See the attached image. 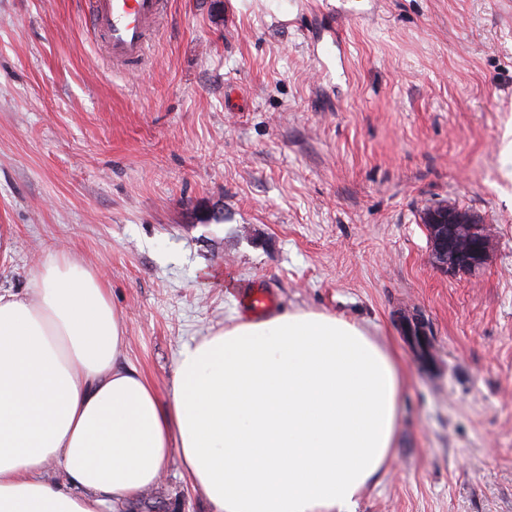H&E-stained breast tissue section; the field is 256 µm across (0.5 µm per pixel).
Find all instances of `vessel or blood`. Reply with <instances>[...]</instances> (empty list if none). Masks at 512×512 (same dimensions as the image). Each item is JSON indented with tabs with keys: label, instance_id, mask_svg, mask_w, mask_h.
I'll list each match as a JSON object with an SVG mask.
<instances>
[{
	"label": "vessel or blood",
	"instance_id": "b4317fda",
	"mask_svg": "<svg viewBox=\"0 0 512 512\" xmlns=\"http://www.w3.org/2000/svg\"><path fill=\"white\" fill-rule=\"evenodd\" d=\"M85 23L103 34L114 63L143 61L152 23L162 0H91Z\"/></svg>",
	"mask_w": 512,
	"mask_h": 512
}]
</instances>
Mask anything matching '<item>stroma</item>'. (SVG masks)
<instances>
[{
  "instance_id": "35a3bbf8",
  "label": "stroma",
  "mask_w": 512,
  "mask_h": 512,
  "mask_svg": "<svg viewBox=\"0 0 512 512\" xmlns=\"http://www.w3.org/2000/svg\"><path fill=\"white\" fill-rule=\"evenodd\" d=\"M164 2L123 72L89 0H0V290L100 273L163 400L250 290L355 321L407 381L354 512H512V0ZM440 204L486 224L476 273L433 263ZM119 512L210 506L174 453Z\"/></svg>"
}]
</instances>
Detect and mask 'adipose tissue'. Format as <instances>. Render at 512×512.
Wrapping results in <instances>:
<instances>
[{
  "label": "adipose tissue",
  "mask_w": 512,
  "mask_h": 512,
  "mask_svg": "<svg viewBox=\"0 0 512 512\" xmlns=\"http://www.w3.org/2000/svg\"><path fill=\"white\" fill-rule=\"evenodd\" d=\"M31 282L0 293V512H112L174 452L211 512H349L385 471L404 370L360 324L237 317L181 349L163 401L95 271L54 254Z\"/></svg>",
  "instance_id": "1"
}]
</instances>
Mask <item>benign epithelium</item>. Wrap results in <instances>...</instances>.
Here are the masks:
<instances>
[{"label":"benign epithelium","mask_w":512,"mask_h":512,"mask_svg":"<svg viewBox=\"0 0 512 512\" xmlns=\"http://www.w3.org/2000/svg\"><path fill=\"white\" fill-rule=\"evenodd\" d=\"M437 267L450 275L471 274L486 262L491 241L485 225L469 213L448 206H431L422 212Z\"/></svg>","instance_id":"benign-epithelium-1"}]
</instances>
